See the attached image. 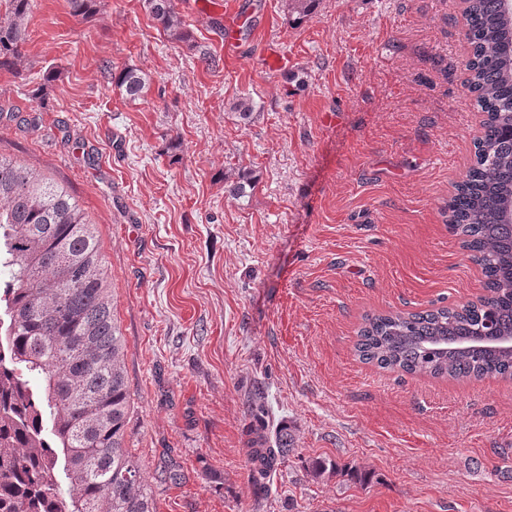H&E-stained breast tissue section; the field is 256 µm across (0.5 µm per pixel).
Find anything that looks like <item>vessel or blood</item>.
I'll list each match as a JSON object with an SVG mask.
<instances>
[{
	"instance_id": "b4317fda",
	"label": "vessel or blood",
	"mask_w": 512,
	"mask_h": 512,
	"mask_svg": "<svg viewBox=\"0 0 512 512\" xmlns=\"http://www.w3.org/2000/svg\"><path fill=\"white\" fill-rule=\"evenodd\" d=\"M224 18L226 51L230 52L241 46L254 44L258 47V58L262 60L264 66L287 67V57L261 38L270 21L267 13L261 10L258 0H226Z\"/></svg>"
}]
</instances>
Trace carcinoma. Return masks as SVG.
I'll list each match as a JSON object with an SVG mask.
<instances>
[{
	"mask_svg": "<svg viewBox=\"0 0 512 512\" xmlns=\"http://www.w3.org/2000/svg\"><path fill=\"white\" fill-rule=\"evenodd\" d=\"M98 0H68L88 19ZM308 15L316 0H282ZM0 17V68L24 58L31 0H7ZM168 37L197 49L173 0H142ZM466 86L486 114L475 162L448 203L449 223L486 277L477 303L365 318L360 361L383 370L455 380L512 379V16L500 0H470ZM199 50V49H197ZM207 67L219 59L205 49ZM117 83L139 97L134 69ZM0 512H156L125 444L129 391L122 336L105 288L92 224L61 185L0 155ZM491 325L494 335L481 330ZM40 382L35 389L30 379ZM253 417H269L256 389ZM294 448L281 423L246 450L262 488Z\"/></svg>",
	"mask_w": 512,
	"mask_h": 512,
	"instance_id": "obj_1",
	"label": "carcinoma"
}]
</instances>
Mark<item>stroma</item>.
Listing matches in <instances>:
<instances>
[{"label":"stroma","mask_w":512,"mask_h":512,"mask_svg":"<svg viewBox=\"0 0 512 512\" xmlns=\"http://www.w3.org/2000/svg\"><path fill=\"white\" fill-rule=\"evenodd\" d=\"M174 0L210 70L141 0H35L0 69V155L61 183L98 232L123 336L126 429L157 512H512V381L361 362L365 316L476 300L448 227L483 119L459 0H262L289 70L224 53V0ZM143 74L137 99L115 82ZM251 99L250 121L233 105ZM249 174L254 190L225 194ZM263 389L291 426L258 489L246 450ZM180 483L161 481L162 458ZM316 458L369 470L314 478Z\"/></svg>","instance_id":"stroma-1"}]
</instances>
